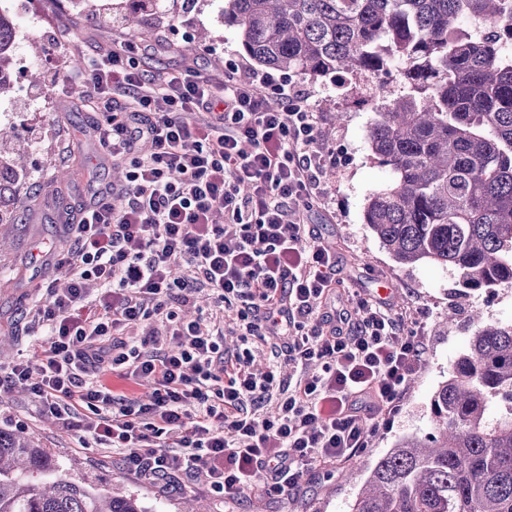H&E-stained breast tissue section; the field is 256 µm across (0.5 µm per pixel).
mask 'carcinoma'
<instances>
[{
	"label": "carcinoma",
	"mask_w": 512,
	"mask_h": 512,
	"mask_svg": "<svg viewBox=\"0 0 512 512\" xmlns=\"http://www.w3.org/2000/svg\"><path fill=\"white\" fill-rule=\"evenodd\" d=\"M143 27L159 0H135ZM224 24L261 66L323 82L403 64L367 131L389 172L363 223L402 267L458 273L456 293L512 285V57L460 28L512 29V0H226ZM15 25L0 11V97L14 88ZM431 397L436 433L396 441L349 512H512V321L479 323ZM0 512H148L138 496L70 472L22 430H0Z\"/></svg>",
	"instance_id": "obj_1"
}]
</instances>
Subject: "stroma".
I'll return each instance as SVG.
<instances>
[{
  "label": "stroma",
  "mask_w": 512,
  "mask_h": 512,
  "mask_svg": "<svg viewBox=\"0 0 512 512\" xmlns=\"http://www.w3.org/2000/svg\"><path fill=\"white\" fill-rule=\"evenodd\" d=\"M109 0H16L17 84L5 97L6 123L17 140L0 141V155H11L17 143L27 148L18 179L0 189V333L11 335L0 346V374L19 359L38 361L41 338L28 327V311L42 296L46 282L64 287L66 275L51 262V250L68 243L66 224L97 193L113 190L112 202L123 206L124 178L106 156L94 132L102 118L92 111L90 98L77 97L71 74L73 60L111 51L123 34H133L150 46L145 67L161 75L189 68L202 75L223 77L224 64L233 61L243 73L263 75L264 67L243 54L233 28L224 24V0H179L164 15L129 31L121 11L108 10ZM42 50L33 53L31 43ZM36 68L41 85L25 74ZM308 103L323 117L324 147L334 163L328 167L323 191L308 214L314 234L336 255V303L348 305L353 295H373L390 289L395 312L409 313L411 327L426 336L428 352L422 371L410 385L390 426L381 430L369 448L350 461V469L365 474L372 464L403 436L432 433L430 399L464 349L470 334L469 316L481 311L492 321L512 320V287L455 296L453 271L430 262L412 267L396 264L362 219L367 197L382 187L389 173L372 155L366 133L382 104L379 94L354 91L342 95L331 81L309 84ZM67 171L58 181L59 171ZM458 313V328L442 329L448 308ZM0 428L26 429L54 456L81 469L95 482L119 486L139 496L153 512H180L185 499L203 503L209 512H347L357 488L338 480V465L315 466L310 483L279 501L248 495L237 503H222L206 486L181 491L142 482L126 470L120 454L103 448L81 447L75 433L59 429L55 418L17 389L0 403Z\"/></svg>",
  "instance_id": "obj_1"
}]
</instances>
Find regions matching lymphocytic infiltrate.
Masks as SVG:
<instances>
[{"instance_id":"lymphocytic-infiltrate-1","label":"lymphocytic infiltrate","mask_w":512,"mask_h":512,"mask_svg":"<svg viewBox=\"0 0 512 512\" xmlns=\"http://www.w3.org/2000/svg\"><path fill=\"white\" fill-rule=\"evenodd\" d=\"M84 74L106 115L99 143L127 166V204L98 199L68 224L56 259L68 285L32 313L42 356L14 364L6 386L84 444L125 450L140 478L200 483L228 503L283 496L317 464L354 459L398 412L425 346L383 302L334 301L336 256L308 230L327 156L305 88L232 66L220 82L191 69L156 78L130 40ZM203 291L214 311L185 319ZM129 325L143 326L138 340L123 338ZM263 329L281 335L285 366L257 363ZM110 373L151 390L114 395Z\"/></svg>"}]
</instances>
